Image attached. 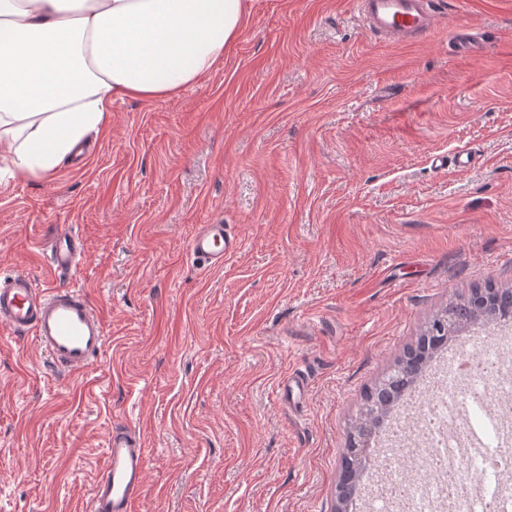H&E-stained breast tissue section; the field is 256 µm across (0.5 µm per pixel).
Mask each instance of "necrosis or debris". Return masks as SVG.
I'll return each instance as SVG.
<instances>
[{"label":"necrosis or debris","instance_id":"1","mask_svg":"<svg viewBox=\"0 0 512 512\" xmlns=\"http://www.w3.org/2000/svg\"><path fill=\"white\" fill-rule=\"evenodd\" d=\"M473 357L476 366L464 375L438 364L424 396L408 403L425 433L392 421L387 441L403 448L409 466L382 461L370 512H512V334L478 345ZM490 410L501 425L475 446L471 419Z\"/></svg>","mask_w":512,"mask_h":512}]
</instances>
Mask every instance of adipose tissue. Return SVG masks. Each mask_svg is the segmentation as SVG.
I'll return each instance as SVG.
<instances>
[{
  "instance_id": "ef3b65f1",
  "label": "adipose tissue",
  "mask_w": 512,
  "mask_h": 512,
  "mask_svg": "<svg viewBox=\"0 0 512 512\" xmlns=\"http://www.w3.org/2000/svg\"><path fill=\"white\" fill-rule=\"evenodd\" d=\"M242 0H0V174L53 172L118 99L209 75Z\"/></svg>"
}]
</instances>
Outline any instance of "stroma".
Wrapping results in <instances>:
<instances>
[{"label": "stroma", "instance_id": "35a3bbf8", "mask_svg": "<svg viewBox=\"0 0 512 512\" xmlns=\"http://www.w3.org/2000/svg\"><path fill=\"white\" fill-rule=\"evenodd\" d=\"M432 8L395 43L354 0H244L199 83L113 103L81 165L0 178V273L52 286L74 225L64 281L107 336L71 379L0 328V512H85L119 422L146 438L138 512H334L366 391L448 303L512 286V0ZM217 222L240 248L207 269L187 244ZM49 251V265L59 278L76 269L83 259L80 244L69 229L61 230L54 235ZM305 389L306 384L304 380L297 376H288L284 378L279 385V398L285 403H288V405L297 404L301 402L304 397Z\"/></svg>", "mask_w": 512, "mask_h": 512}]
</instances>
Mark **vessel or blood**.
<instances>
[{"label":"vessel or blood","mask_w":512,"mask_h":512,"mask_svg":"<svg viewBox=\"0 0 512 512\" xmlns=\"http://www.w3.org/2000/svg\"><path fill=\"white\" fill-rule=\"evenodd\" d=\"M369 28L394 40L424 37L432 31L430 0H356ZM234 244L223 224H205L188 242L193 259L211 268L224 265ZM49 265L60 275L81 263L80 244L71 230L57 232L49 245ZM0 327L31 339L53 367L67 377L83 374L103 353L106 336L101 315L77 288L38 287L24 273L0 274ZM147 459L142 435L126 427L110 431L105 465L86 512H135L143 494Z\"/></svg>","instance_id":"1"}]
</instances>
